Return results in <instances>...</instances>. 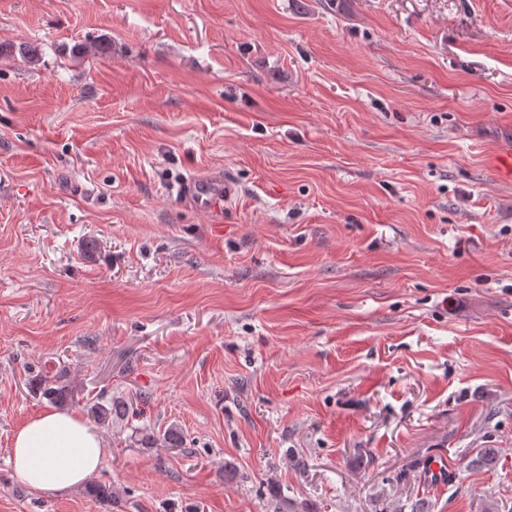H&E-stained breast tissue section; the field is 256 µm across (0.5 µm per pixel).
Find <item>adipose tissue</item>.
<instances>
[{
    "label": "adipose tissue",
    "instance_id": "obj_1",
    "mask_svg": "<svg viewBox=\"0 0 512 512\" xmlns=\"http://www.w3.org/2000/svg\"><path fill=\"white\" fill-rule=\"evenodd\" d=\"M106 454L101 436L81 416L48 410L16 431L10 459L28 488L61 493L82 485L101 468Z\"/></svg>",
    "mask_w": 512,
    "mask_h": 512
}]
</instances>
